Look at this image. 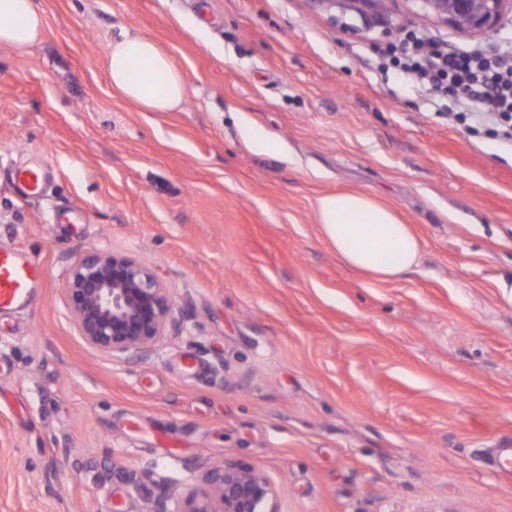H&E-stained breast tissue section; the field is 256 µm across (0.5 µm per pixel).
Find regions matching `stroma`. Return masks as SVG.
Instances as JSON below:
<instances>
[{"instance_id": "stroma-1", "label": "stroma", "mask_w": 512, "mask_h": 512, "mask_svg": "<svg viewBox=\"0 0 512 512\" xmlns=\"http://www.w3.org/2000/svg\"><path fill=\"white\" fill-rule=\"evenodd\" d=\"M28 53L0 47V248L46 270L38 306L0 312V512H180L205 468L261 471L275 512H512V145L450 124L376 68L380 30L314 0H32ZM400 29L468 33L388 0ZM137 30L188 95L143 112L113 94L108 46ZM269 136L263 150L253 134ZM49 180L28 197L15 172ZM361 192L422 242L377 282L312 206ZM128 255L177 329L146 357L80 336L72 256Z\"/></svg>"}]
</instances>
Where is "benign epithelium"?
<instances>
[{
    "label": "benign epithelium",
    "mask_w": 512,
    "mask_h": 512,
    "mask_svg": "<svg viewBox=\"0 0 512 512\" xmlns=\"http://www.w3.org/2000/svg\"><path fill=\"white\" fill-rule=\"evenodd\" d=\"M339 17L357 15L364 28L389 31L394 21L385 0H314ZM512 0H483L471 9L458 0L457 10L468 16L466 29L482 31L494 26ZM68 307L80 335L105 353H150L169 325L171 306L157 277L129 256L90 251L69 265L65 288ZM274 490L253 467L224 462L210 467L200 487L192 490L180 512H274Z\"/></svg>",
    "instance_id": "1"
}]
</instances>
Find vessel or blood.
I'll return each instance as SVG.
<instances>
[{
  "mask_svg": "<svg viewBox=\"0 0 512 512\" xmlns=\"http://www.w3.org/2000/svg\"><path fill=\"white\" fill-rule=\"evenodd\" d=\"M45 177L44 164L16 172L18 190L26 195L39 191ZM45 270L36 256L0 250V311L34 308Z\"/></svg>",
  "mask_w": 512,
  "mask_h": 512,
  "instance_id": "obj_1",
  "label": "vessel or blood"
}]
</instances>
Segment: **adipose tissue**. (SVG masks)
<instances>
[{"label":"adipose tissue","mask_w":512,"mask_h":512,"mask_svg":"<svg viewBox=\"0 0 512 512\" xmlns=\"http://www.w3.org/2000/svg\"><path fill=\"white\" fill-rule=\"evenodd\" d=\"M46 18L30 0H0V46L26 53L45 30ZM107 79L115 94L144 112H170L187 94L184 75L150 36L124 32L107 52ZM320 229L347 266L379 282L401 279L418 266L421 245L395 211L363 193L317 197Z\"/></svg>","instance_id":"adipose-tissue-1"}]
</instances>
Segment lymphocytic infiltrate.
Masks as SVG:
<instances>
[{"mask_svg": "<svg viewBox=\"0 0 512 512\" xmlns=\"http://www.w3.org/2000/svg\"><path fill=\"white\" fill-rule=\"evenodd\" d=\"M384 58L412 76L422 92L439 100L455 98L459 110L453 121L512 144V44L463 48L410 31Z\"/></svg>", "mask_w": 512, "mask_h": 512, "instance_id": "lymphocytic-infiltrate-1", "label": "lymphocytic infiltrate"}]
</instances>
